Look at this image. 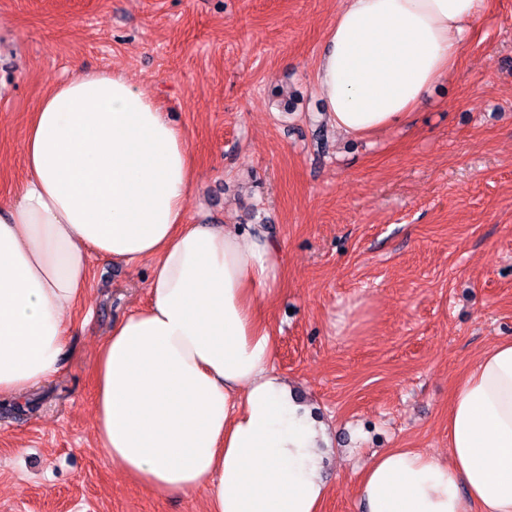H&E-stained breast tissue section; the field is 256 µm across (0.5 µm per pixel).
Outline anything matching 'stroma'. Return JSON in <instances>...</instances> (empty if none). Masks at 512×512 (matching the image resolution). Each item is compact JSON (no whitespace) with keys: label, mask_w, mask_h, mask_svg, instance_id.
Returning <instances> with one entry per match:
<instances>
[{"label":"stroma","mask_w":512,"mask_h":512,"mask_svg":"<svg viewBox=\"0 0 512 512\" xmlns=\"http://www.w3.org/2000/svg\"><path fill=\"white\" fill-rule=\"evenodd\" d=\"M340 0H0V194L25 176L28 116L73 66L124 73L183 128L190 224L282 247L276 366L328 427L324 512H363L375 452H448V396L512 336V0L487 10L406 125L328 128L314 66ZM62 368L0 399V512H203L150 494L95 440L98 343L147 301L148 265L93 256Z\"/></svg>","instance_id":"35a3bbf8"}]
</instances>
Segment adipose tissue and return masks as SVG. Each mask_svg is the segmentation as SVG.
<instances>
[{
	"mask_svg": "<svg viewBox=\"0 0 512 512\" xmlns=\"http://www.w3.org/2000/svg\"><path fill=\"white\" fill-rule=\"evenodd\" d=\"M486 0H341L315 81L328 121L362 138L406 124L447 77ZM24 179L0 196V396L60 368L92 254L149 262L146 304L99 345L95 436L146 491L206 493L205 512H323L325 430L275 368L267 306L281 249L254 227L190 224L183 131L124 74L73 67L31 113ZM365 512H512V337L448 401V455L377 453Z\"/></svg>",
	"mask_w": 512,
	"mask_h": 512,
	"instance_id": "obj_1",
	"label": "adipose tissue"
}]
</instances>
